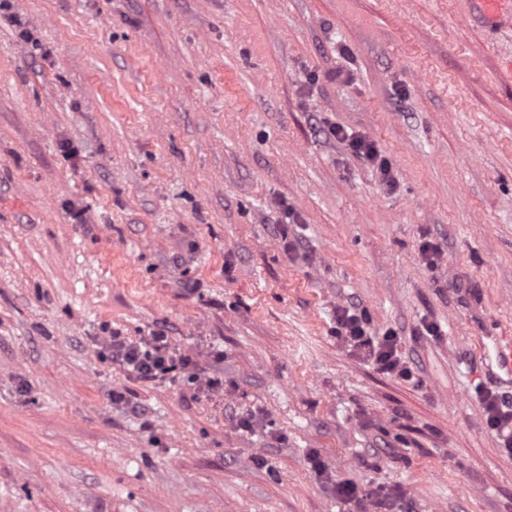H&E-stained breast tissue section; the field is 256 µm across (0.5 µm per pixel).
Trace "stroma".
<instances>
[{
  "label": "stroma",
  "instance_id": "35a3bbf8",
  "mask_svg": "<svg viewBox=\"0 0 512 512\" xmlns=\"http://www.w3.org/2000/svg\"><path fill=\"white\" fill-rule=\"evenodd\" d=\"M474 13L9 0L0 512H512L476 394L512 397L479 348L512 336V22ZM342 306L398 334L410 378L350 351ZM156 328L215 387L101 359ZM333 132L336 135H341V137L349 143L350 148L355 153L361 155L367 161L373 164L379 171L383 180L388 183L393 182V175L390 164L384 157L381 156V154L371 142L355 133L349 134L348 132H343L341 130L336 131V129H333Z\"/></svg>",
  "mask_w": 512,
  "mask_h": 512
}]
</instances>
